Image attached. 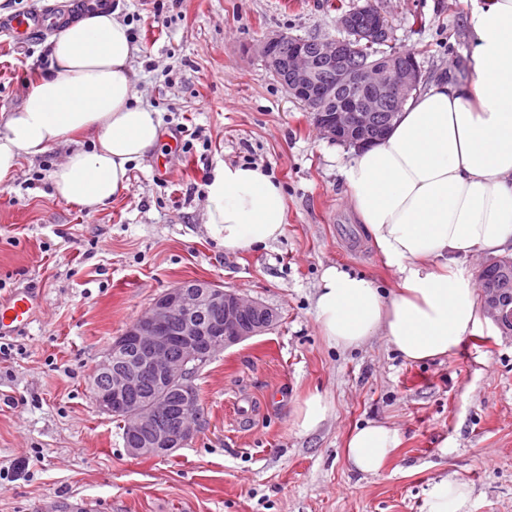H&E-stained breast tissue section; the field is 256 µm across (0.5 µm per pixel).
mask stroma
<instances>
[{
  "label": "stroma",
  "instance_id": "1",
  "mask_svg": "<svg viewBox=\"0 0 512 512\" xmlns=\"http://www.w3.org/2000/svg\"><path fill=\"white\" fill-rule=\"evenodd\" d=\"M376 2L424 82L464 72L471 0ZM353 3L112 0L135 32L136 89L160 115V148L132 165L122 196L95 209L53 196L60 145L0 187V297L27 288L39 299L0 355V465L16 467L0 477V512L85 499L96 512H421L445 475L469 484L470 512H512V332L486 319L448 359L408 364L381 335L332 348L316 323L327 266L385 289L398 276L352 217L351 148L316 131L251 47L274 31L337 35ZM47 41L0 42V121L49 67ZM183 125L200 137L171 151ZM225 162L259 165L282 185L285 233L269 247L228 253L207 235L206 178ZM194 279L258 299L278 319L194 374L204 422L191 442L131 457L93 400L91 373L157 295ZM314 392L329 410L306 433L294 409ZM369 420L402 436L376 476L350 468L343 452Z\"/></svg>",
  "mask_w": 512,
  "mask_h": 512
}]
</instances>
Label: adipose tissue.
Returning <instances> with one entry per match:
<instances>
[{"label": "adipose tissue", "mask_w": 512, "mask_h": 512, "mask_svg": "<svg viewBox=\"0 0 512 512\" xmlns=\"http://www.w3.org/2000/svg\"><path fill=\"white\" fill-rule=\"evenodd\" d=\"M466 25L473 49L465 75L419 90L345 171L352 209L399 280L386 292L325 268L314 311L329 345L357 348L379 334L408 363L455 354L482 319L462 260L512 253V0H476ZM49 49L48 76L0 125V186L22 161L66 144L51 174L54 195L86 208L107 204L128 190L132 164L161 137L157 112L134 89L129 28L102 5L69 22ZM79 133L91 135V148L72 147ZM286 208L281 184L261 167L225 164L207 184L205 227L225 252L256 249L283 235ZM400 443L398 429L369 420L344 455L357 471L378 474ZM470 503L469 485L444 477L421 512H468Z\"/></svg>", "instance_id": "adipose-tissue-1"}]
</instances>
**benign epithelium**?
Here are the masks:
<instances>
[{
	"label": "benign epithelium",
	"instance_id": "7a95c632",
	"mask_svg": "<svg viewBox=\"0 0 512 512\" xmlns=\"http://www.w3.org/2000/svg\"><path fill=\"white\" fill-rule=\"evenodd\" d=\"M337 24L340 37L269 33L254 45V52L289 96L307 107L320 134L359 150L377 140V114L397 117L419 88L421 67L393 46V29L374 0L343 12ZM381 46L390 50L371 59L357 56L364 47ZM482 288L493 322L499 327L512 324L505 289L486 283ZM260 310L274 314L263 303L211 281L200 280L193 288L180 284L156 297L112 341L95 367L91 388L100 411L125 415V447L130 456L162 455L195 437L199 422L189 416L197 405L192 372L206 359L263 333L264 329L245 321ZM174 344L181 348L180 361L168 358ZM102 375L110 378L105 387L98 385ZM145 377L153 378L162 391L181 386L184 410L166 416L159 399L128 409L129 390Z\"/></svg>",
	"mask_w": 512,
	"mask_h": 512
}]
</instances>
